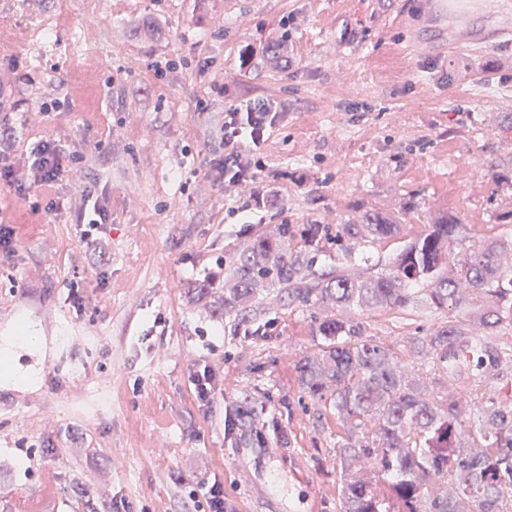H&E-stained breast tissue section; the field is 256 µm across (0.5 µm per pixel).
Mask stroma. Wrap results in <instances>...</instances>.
<instances>
[{
    "label": "stroma",
    "instance_id": "obj_1",
    "mask_svg": "<svg viewBox=\"0 0 512 512\" xmlns=\"http://www.w3.org/2000/svg\"><path fill=\"white\" fill-rule=\"evenodd\" d=\"M512 0H487L470 43L446 38L423 0H0V110L20 143L73 156L55 214L0 183L15 252L0 264V348L25 326L40 366L15 347L0 376V512H196L220 479L229 512H338L334 413L302 390L317 350L314 307H259L244 336L190 290L275 225H322L314 270L345 264L355 211L402 215L408 234L448 213L471 227L460 250L501 235L512 185ZM171 61L163 79L154 66ZM264 97L282 117L259 183L224 195V109ZM206 108H199V101ZM93 183L111 224L91 242L68 207ZM273 204L236 213L257 189ZM364 336L407 358L406 342L459 319L424 308L408 324L355 309ZM223 382L209 411L190 375ZM268 404L288 442L262 452L224 435L226 409Z\"/></svg>",
    "mask_w": 512,
    "mask_h": 512
}]
</instances>
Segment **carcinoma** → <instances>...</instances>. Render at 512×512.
I'll return each instance as SVG.
<instances>
[{
	"label": "carcinoma",
	"mask_w": 512,
	"mask_h": 512,
	"mask_svg": "<svg viewBox=\"0 0 512 512\" xmlns=\"http://www.w3.org/2000/svg\"><path fill=\"white\" fill-rule=\"evenodd\" d=\"M406 221L371 210L341 225L344 256L364 253L376 241L399 236ZM464 226L444 214L420 236L408 239L376 273L342 268L315 275L309 252L288 249L294 227L279 224L242 249L231 272L210 274L196 289L224 314L251 327L253 301L282 299L336 309L314 316L316 353L299 360L303 390L349 425L336 441L341 512H512V403L482 393L463 411L461 387L505 367L512 345L499 330H512V236L492 239L460 254L454 246ZM435 309L452 305L456 324L411 338V354L423 371L404 364L391 346L362 336L348 313L356 308L399 310L420 316L418 293ZM444 394L426 392L428 375ZM266 402L252 396L236 403L228 432L236 444L268 447L265 429L279 442L278 425L261 420Z\"/></svg>",
	"instance_id": "1"
}]
</instances>
